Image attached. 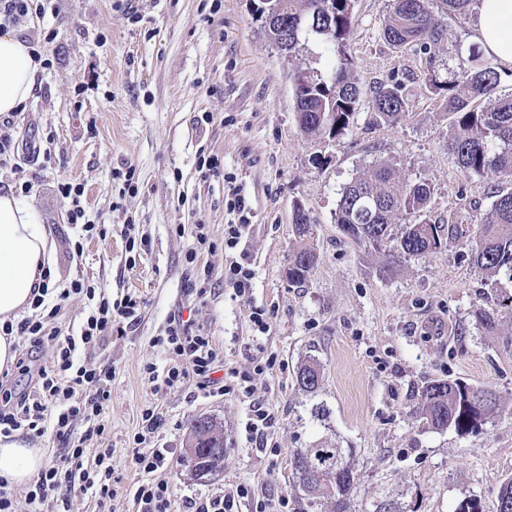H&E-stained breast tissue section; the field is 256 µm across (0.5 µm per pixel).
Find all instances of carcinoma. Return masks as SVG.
Listing matches in <instances>:
<instances>
[{
  "label": "carcinoma",
  "instance_id": "obj_1",
  "mask_svg": "<svg viewBox=\"0 0 512 512\" xmlns=\"http://www.w3.org/2000/svg\"><path fill=\"white\" fill-rule=\"evenodd\" d=\"M436 3L441 7L438 13L433 10ZM478 4L479 0H392L383 38L391 46L428 54L444 35L440 16H467ZM261 20L273 44H287L290 54L299 51L302 34L310 31L321 36L336 57L328 76L302 64L294 71L299 91L293 96L301 132L318 140L352 131L361 97V87L352 75L351 46L357 33L354 0H282L276 15H263ZM499 81L498 64L483 58L476 48L457 56L452 79L446 80L436 71L428 77L431 93L441 97L451 117L448 150L459 169L474 184L490 173L500 179L490 193V209L477 221L470 247L472 261L493 288L503 279L512 283V96L496 94ZM410 107L405 83L397 78L373 87L376 123L397 124ZM430 196L428 182L410 179L391 162L377 160L340 190L336 223L357 243L380 250L390 239L392 224L412 215L414 219L402 225L397 238L398 256L433 254L453 235L455 225L430 222L426 211ZM310 228L307 212L292 216V231L299 240L295 254L303 259L316 256L309 244ZM504 313H512V291L502 289L495 294L492 307L479 311V324L494 332ZM297 382L306 392L317 391L319 365L309 362L301 366ZM420 398L419 413L426 424L459 433L482 428L501 409L500 395L491 386L434 380L422 389ZM186 461L199 476L224 470V437L212 421L202 418L194 422ZM291 469L306 507L332 500L336 512H351L357 471L346 449L335 445L307 448L294 455Z\"/></svg>",
  "mask_w": 512,
  "mask_h": 512
}]
</instances>
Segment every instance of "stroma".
<instances>
[{"label": "stroma", "instance_id": "1", "mask_svg": "<svg viewBox=\"0 0 512 512\" xmlns=\"http://www.w3.org/2000/svg\"><path fill=\"white\" fill-rule=\"evenodd\" d=\"M391 0H356L354 74L362 89L357 127L323 142L302 134L292 75L298 62L330 73L333 56L314 34L291 55L277 49L252 0H53L44 18L23 24L29 41L53 29L32 97L12 117L19 149L0 164V192L21 191L45 224L53 245L52 285L83 279L113 298H136L140 317L113 334L92 356L112 370L103 435L86 439L77 426L72 445L86 460L112 449L116 495L112 512H134L140 479L130 463L140 412L158 401L155 447L174 449L160 477L176 500L224 495L236 486L277 512L288 498L300 512L290 461L320 443L351 449L359 481L355 512H375L385 501L398 512H456L467 498L496 512L501 483L512 477V315L500 335L486 333L475 310L494 292L468 255L480 214L491 206L495 177L471 184L448 151L451 118L428 91L429 70L446 73L458 52L474 47L470 18L449 20L432 56L396 49L382 36ZM404 78L413 108L395 125L372 123V90L390 75ZM40 145V152L29 149ZM217 158V170L199 162ZM379 158L432 189L431 220L457 225L440 252L402 259L393 276L379 267L386 254L365 250L336 222L338 193ZM133 181H126L127 169ZM82 184L90 220L107 231L84 241L72 257L62 181ZM31 190L22 191L23 182ZM253 208L240 248L255 272L244 299L224 285V226L230 187ZM302 203L313 221L318 262L306 283H289L288 258L298 241L292 210ZM134 225L138 245L124 234ZM205 230L210 245L195 262L186 254ZM205 284L204 297L193 284ZM269 313V330L255 331L253 307ZM193 332L213 337L225 366L252 370L276 357L273 372L254 380V393L205 396L195 382L154 399L143 364L165 366L154 339L173 316ZM319 364L322 385L302 391L297 371ZM435 379L493 385L502 410L476 433L434 430L417 414L420 392ZM278 423L268 449L247 438L253 404ZM217 423L224 435V469L198 477L185 460L192 423Z\"/></svg>", "mask_w": 512, "mask_h": 512}]
</instances>
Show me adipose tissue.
Listing matches in <instances>:
<instances>
[{"label": "adipose tissue", "mask_w": 512, "mask_h": 512, "mask_svg": "<svg viewBox=\"0 0 512 512\" xmlns=\"http://www.w3.org/2000/svg\"><path fill=\"white\" fill-rule=\"evenodd\" d=\"M472 28L488 55L512 67V0H481ZM40 66L24 38L0 32V115L19 111L30 99ZM51 263L52 245L36 213L14 191L0 193V325L29 308ZM43 463L40 450L25 439L0 437V476L23 485Z\"/></svg>", "instance_id": "adipose-tissue-1"}]
</instances>
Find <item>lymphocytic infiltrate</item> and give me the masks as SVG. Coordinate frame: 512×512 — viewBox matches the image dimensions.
I'll list each match as a JSON object with an SVG mask.
<instances>
[{
	"instance_id": "obj_1",
	"label": "lymphocytic infiltrate",
	"mask_w": 512,
	"mask_h": 512,
	"mask_svg": "<svg viewBox=\"0 0 512 512\" xmlns=\"http://www.w3.org/2000/svg\"><path fill=\"white\" fill-rule=\"evenodd\" d=\"M82 295L93 307L78 334H63L58 325L59 314L71 296ZM137 309L132 297L119 300L97 293L84 280H72L61 289L54 302H47L44 294H36L31 301V313L15 323L0 325V334L26 339L31 346L53 343L55 356L50 367H32L19 361L24 373H35L34 391L21 395L0 385V436L9 437L22 428L33 436L52 435L64 443L63 452L48 460L28 483L24 497L30 512H70V498L74 493L91 496L98 512H107L115 490L112 485V451L98 449L92 466H85V451L70 446L74 427L86 424L91 435L102 433L98 420L111 397L108 384L111 376L106 367L87 358L86 352L111 336L114 328L134 320ZM156 347L169 360L160 368L148 363L142 376L153 395L159 396L182 387L189 380H197L200 387L213 393L250 394L253 374L273 369V361L254 366L252 373L225 369L224 361L215 348L212 337L192 333L183 321L171 320L164 335L154 340ZM161 422L157 404L141 411L142 430L133 437L131 461L141 475L133 499L137 512H235L238 498L246 490H235L221 496H198L176 502L165 480L156 476L167 468L173 458L169 448H155L146 439L147 432L158 428ZM16 492L8 479L0 477V512H18Z\"/></svg>"
}]
</instances>
